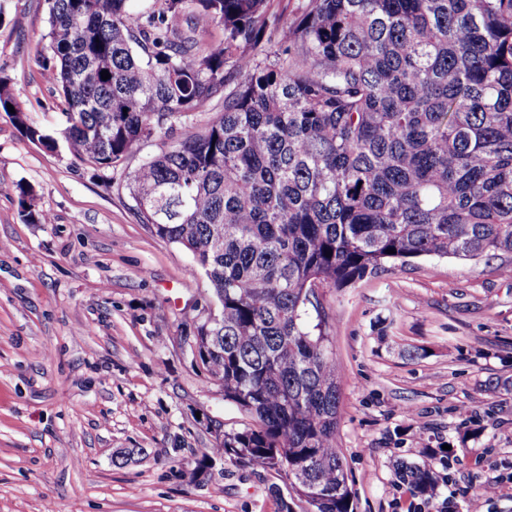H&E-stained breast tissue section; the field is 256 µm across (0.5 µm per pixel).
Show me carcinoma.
Wrapping results in <instances>:
<instances>
[{
  "label": "carcinoma",
  "mask_w": 512,
  "mask_h": 512,
  "mask_svg": "<svg viewBox=\"0 0 512 512\" xmlns=\"http://www.w3.org/2000/svg\"><path fill=\"white\" fill-rule=\"evenodd\" d=\"M128 2L46 0L38 58L70 149L108 169L172 138L128 190L219 305L195 346L250 424L213 453L288 479L280 512H354L331 317L309 293L390 261L512 254V0H305L291 19L271 0ZM210 28L220 37L203 39ZM216 99L217 119L174 135ZM9 104L50 146L0 75V112ZM12 191L27 221H49L29 187ZM396 475L413 498L437 494L431 467L399 462Z\"/></svg>",
  "instance_id": "carcinoma-1"
}]
</instances>
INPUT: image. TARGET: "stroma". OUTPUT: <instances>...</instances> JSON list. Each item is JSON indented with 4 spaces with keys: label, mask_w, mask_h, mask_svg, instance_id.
<instances>
[{
    "label": "stroma",
    "mask_w": 512,
    "mask_h": 512,
    "mask_svg": "<svg viewBox=\"0 0 512 512\" xmlns=\"http://www.w3.org/2000/svg\"><path fill=\"white\" fill-rule=\"evenodd\" d=\"M47 31L45 0H0V72L57 139L31 143L0 112V512H279L266 471L220 460L210 480L194 474L215 426L249 419L180 346L215 303L208 279L132 208L128 174L164 139L114 170L76 159L41 76ZM18 183L51 223L26 221ZM509 268L512 255L427 257L324 291L354 512H407L394 463L446 444L448 478L426 512H512ZM123 448L139 451L125 465Z\"/></svg>",
    "instance_id": "1"
}]
</instances>
